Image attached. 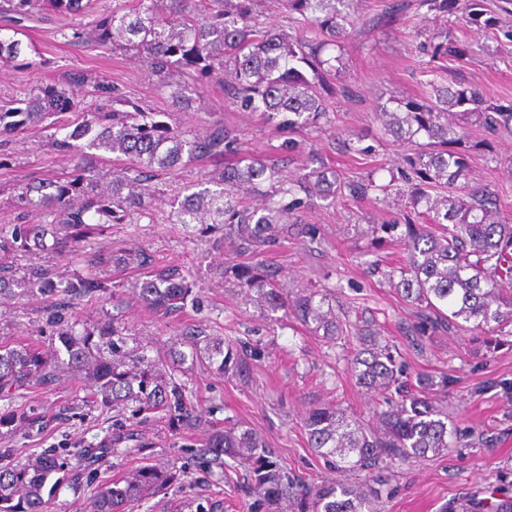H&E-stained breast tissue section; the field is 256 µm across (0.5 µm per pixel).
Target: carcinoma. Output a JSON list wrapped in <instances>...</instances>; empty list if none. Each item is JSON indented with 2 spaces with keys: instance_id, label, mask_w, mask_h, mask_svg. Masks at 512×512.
<instances>
[{
  "instance_id": "obj_1",
  "label": "carcinoma",
  "mask_w": 512,
  "mask_h": 512,
  "mask_svg": "<svg viewBox=\"0 0 512 512\" xmlns=\"http://www.w3.org/2000/svg\"><path fill=\"white\" fill-rule=\"evenodd\" d=\"M354 0H284L294 22L310 26L313 37L290 35L257 22L254 0H138L133 9L114 7L91 29L72 28L74 42L93 41L112 51L134 52L148 72L161 78L169 90L173 112H187L195 96L214 74L224 72L230 81L224 87L231 103L243 111L261 112L290 130L308 128L320 135L331 123L329 99L337 94L328 80L336 49L353 23L349 9ZM48 7L65 15H79L83 0H0V63H12L21 53V42L7 32L18 33L25 20ZM427 11L458 14L468 25L503 32L512 42L497 11L486 0H419ZM468 47L452 31L436 45L431 59L462 56ZM186 72L193 83L168 80L173 72ZM88 78L72 72L53 83H40L29 92L0 102V167L10 166L4 150L7 138L23 130H36L49 119L56 136L51 146L75 160L74 173L65 181L44 180L19 185L17 200L24 208H36L52 217L47 224H14L0 227V254L15 256L45 246L52 238L57 253L66 256L82 248L95 224L133 222L150 213L156 199L152 180L188 164L241 151L238 134L221 121L201 136L164 120L165 112L143 108L121 89L97 83L101 102L85 104L80 98ZM432 93L421 98H402L396 107L380 106L383 134L419 147L386 185L372 177L342 180L324 166L310 168L294 178H282L278 164L246 158L224 166L221 179L204 178L206 187L183 197L175 212L179 224L224 226V238L236 240L256 251L276 243L275 227L285 215L299 213L313 198L336 200L349 193L364 199L380 190L387 192L398 181L406 187L409 211L403 214L407 264L396 287L420 306L423 319L419 334L437 325L459 332L487 330L497 336H512V216L505 213L496 194L486 186L470 184L468 163L470 131L459 118H475L490 133L512 132V101L493 102L476 88L462 82L431 85ZM69 112L80 116L71 121ZM419 135L425 143L415 141ZM112 154L118 166L112 180L102 183L97 162L99 151ZM269 183V189L260 185ZM214 184L211 189L207 184ZM252 191L262 206L241 205L239 192ZM438 192L432 196L431 192ZM288 205L274 201L279 194ZM428 216L432 224H417ZM90 263L99 266L148 264V256L134 257L95 251ZM240 287L256 293L258 301L283 308L301 325L323 332L329 340L363 339L367 330L348 318L340 319L324 309L331 294L327 289H303L291 296L280 291L268 274L251 265L234 269ZM140 299L158 315L168 318L180 312L193 293V283L178 265L157 266L139 285ZM109 290L107 282L76 276L65 284L54 281L49 268H31L17 276L12 266H0V296L39 292L63 297L61 304ZM125 327L112 321L81 334L61 337L67 364L87 375L92 395L101 405L132 414L161 411L172 423L194 418L184 391L168 378L156 360L133 355L136 371L125 368L117 341ZM112 347L105 355L101 345ZM195 352L218 364L223 373L239 371L244 354L232 344L208 345ZM57 360L28 345H0V393L39 384L50 378ZM358 384L386 393V408L374 410L361 420L333 406L312 408L305 416L311 447L336 459L342 472H364L360 485L343 481L308 485L283 472L262 441L238 430L234 423L211 433L199 458L208 463L223 455L247 456L253 461L251 490L271 502L288 501L289 512H378L382 487L370 484L373 473L385 461L424 459L442 455L454 447L448 429V411L438 408L409 387L401 378L389 348L378 343L357 352L351 362ZM39 418L8 410L0 413V428L12 430L22 424L34 426ZM68 466L56 449L42 453L33 462L13 464L10 454H0V512H48L43 496L48 477ZM178 480L173 472L144 466L130 477H120L94 492L88 512H130L143 498L154 495ZM471 499L463 512H512V497Z\"/></svg>"
}]
</instances>
